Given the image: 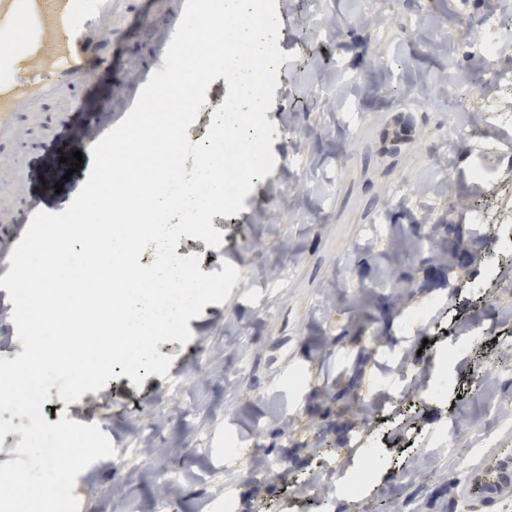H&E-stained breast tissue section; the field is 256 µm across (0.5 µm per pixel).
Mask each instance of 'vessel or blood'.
I'll use <instances>...</instances> for the list:
<instances>
[{
	"label": "vessel or blood",
	"instance_id": "vessel-or-blood-1",
	"mask_svg": "<svg viewBox=\"0 0 512 512\" xmlns=\"http://www.w3.org/2000/svg\"><path fill=\"white\" fill-rule=\"evenodd\" d=\"M131 11L130 0H0V142L14 131L17 103L72 111L76 91L95 81L91 60L109 51ZM42 208L30 194L14 231L0 236L1 252H12Z\"/></svg>",
	"mask_w": 512,
	"mask_h": 512
}]
</instances>
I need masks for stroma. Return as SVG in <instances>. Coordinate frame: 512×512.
I'll return each mask as SVG.
<instances>
[{"label": "stroma", "instance_id": "1", "mask_svg": "<svg viewBox=\"0 0 512 512\" xmlns=\"http://www.w3.org/2000/svg\"><path fill=\"white\" fill-rule=\"evenodd\" d=\"M379 2L277 0L278 47L290 59L266 113L276 125L274 170L233 219L213 217L219 247L179 240L201 256L202 272L228 262L238 281L224 303L189 320V342L159 344L173 359L167 376L148 375L139 386L118 378L55 409L98 424L114 448L145 432L159 450L116 475L108 458L79 474L73 494L84 512H213L220 492L239 512H322L327 496L334 512H503L469 505L468 477L512 460V264L489 280L484 258L425 262L431 225H454L472 250L495 230L465 215L467 205L500 196L501 155L512 154V127L481 111L495 94L474 38L485 0H391L382 27L362 24ZM135 8L136 23L93 86L79 91L77 112L51 104L18 113L20 135L0 145V208H23L21 179L42 185L59 211L79 192L91 152L63 188L40 177L70 156L76 132L92 133L104 100L121 108L134 66L149 61L177 3L135 0ZM394 87L411 92V108L391 95ZM404 276L407 298L382 316L380 297ZM347 326L379 338L337 418L353 435L334 451L302 449L307 468L285 461L286 479L268 493L250 466L283 445V425L300 441L320 423L325 385L346 366L332 339ZM197 359L204 369L195 376ZM406 359L427 366L428 384L447 378V393L415 405L398 376ZM458 420L466 426L451 445L439 443ZM194 437L202 441L195 455L165 456L170 443ZM363 466L371 479L350 494Z\"/></svg>", "mask_w": 512, "mask_h": 512}]
</instances>
